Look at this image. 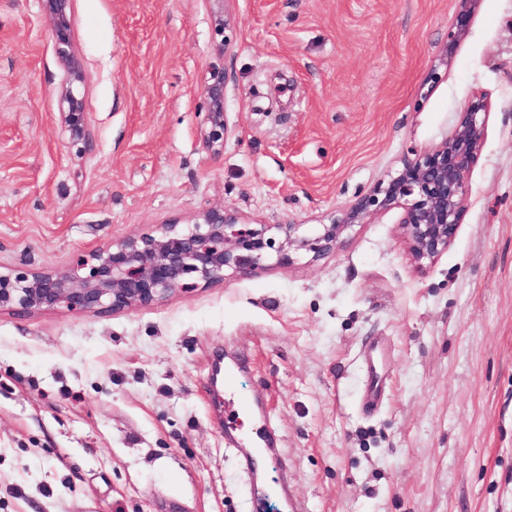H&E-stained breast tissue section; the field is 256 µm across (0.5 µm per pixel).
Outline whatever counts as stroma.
<instances>
[{"mask_svg":"<svg viewBox=\"0 0 512 512\" xmlns=\"http://www.w3.org/2000/svg\"><path fill=\"white\" fill-rule=\"evenodd\" d=\"M457 8L228 0L233 134L213 158L198 136L207 0H76L78 151L40 0H0L1 270H59L214 206L328 223L472 97L489 103L462 223L426 270L394 209L319 260L150 307L0 311V512H258L231 416L278 439L268 512L290 496L307 512H512V0H478L450 52ZM373 346L384 384L367 410Z\"/></svg>","mask_w":512,"mask_h":512,"instance_id":"1","label":"stroma"}]
</instances>
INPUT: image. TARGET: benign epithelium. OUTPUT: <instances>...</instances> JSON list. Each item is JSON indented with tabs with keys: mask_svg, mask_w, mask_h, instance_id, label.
Masks as SVG:
<instances>
[{
	"mask_svg": "<svg viewBox=\"0 0 512 512\" xmlns=\"http://www.w3.org/2000/svg\"><path fill=\"white\" fill-rule=\"evenodd\" d=\"M74 2L41 0V11L50 25L62 70L55 92L58 122L66 143L77 148L88 139V113L87 74L74 44ZM207 2L216 55L202 77L200 143L205 152L218 157L232 134L224 113L223 57L235 31L224 18V0ZM458 2L448 26L449 55L465 35L478 0ZM487 110L485 97L472 98L444 141L410 151L396 176L347 203L340 217L313 230L304 224H247L231 210L211 207L187 225L168 223L157 233L81 254L61 271L35 270L22 262L7 273L0 272V310L25 314L64 308L98 315L150 306L174 292L222 284L268 266H288L298 251L319 260L336 248L349 227L392 209L401 210L399 224L408 254L421 269L446 253L456 238Z\"/></svg>",
	"mask_w": 512,
	"mask_h": 512,
	"instance_id": "benign-epithelium-1",
	"label": "benign epithelium"
}]
</instances>
